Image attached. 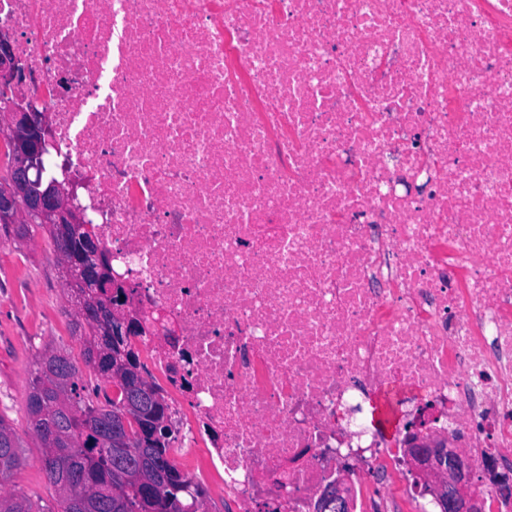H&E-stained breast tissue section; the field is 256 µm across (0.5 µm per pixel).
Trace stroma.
<instances>
[{
	"label": "stroma",
	"mask_w": 512,
	"mask_h": 512,
	"mask_svg": "<svg viewBox=\"0 0 512 512\" xmlns=\"http://www.w3.org/2000/svg\"><path fill=\"white\" fill-rule=\"evenodd\" d=\"M61 268L46 234L19 238L0 231V414L20 437L24 466L0 482L33 498L53 500L41 468L42 448L28 428V382L38 352L53 349L81 364Z\"/></svg>",
	"instance_id": "1"
}]
</instances>
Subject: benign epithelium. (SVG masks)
<instances>
[{
  "instance_id": "benign-epithelium-1",
  "label": "benign epithelium",
  "mask_w": 512,
  "mask_h": 512,
  "mask_svg": "<svg viewBox=\"0 0 512 512\" xmlns=\"http://www.w3.org/2000/svg\"><path fill=\"white\" fill-rule=\"evenodd\" d=\"M20 70L13 41L0 36V90L8 91L19 80ZM0 134L11 140L15 161L11 176L0 183V215L9 214L15 223H25L36 215L44 224L57 225L59 232L73 239L76 248L63 254L62 264L67 272L66 287L74 290L75 319L88 326L107 323L106 335L99 337L102 350L111 357L112 375L123 381L136 394L148 391L146 378L134 366L129 355L128 340L145 332V317L131 315L124 309L120 285L112 281L109 259L99 236L90 228L84 212L71 204L78 184L63 186L50 182L42 191L30 195L43 171L52 130L45 113L33 106L18 107L8 113ZM112 290L115 303L108 309L96 307L100 289ZM169 425L168 418L151 414L140 417L135 424L136 438L141 447L160 440ZM130 429L126 422L112 427V446L126 448ZM407 453L423 479L424 490L437 498L443 512H479V498L472 486L470 466L460 449L450 447L445 437L416 439L409 443ZM318 512H350L349 499L341 485L325 492L317 504Z\"/></svg>"
}]
</instances>
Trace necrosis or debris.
<instances>
[{
	"mask_svg": "<svg viewBox=\"0 0 512 512\" xmlns=\"http://www.w3.org/2000/svg\"><path fill=\"white\" fill-rule=\"evenodd\" d=\"M169 406L235 512L419 485L378 395L512 512V0H0Z\"/></svg>",
	"mask_w": 512,
	"mask_h": 512,
	"instance_id": "obj_1",
	"label": "necrosis or debris"
}]
</instances>
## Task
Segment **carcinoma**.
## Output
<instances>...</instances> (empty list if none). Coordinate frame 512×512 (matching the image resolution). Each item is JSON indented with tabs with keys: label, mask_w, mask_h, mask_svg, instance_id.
Wrapping results in <instances>:
<instances>
[{
	"label": "carcinoma",
	"mask_w": 512,
	"mask_h": 512,
	"mask_svg": "<svg viewBox=\"0 0 512 512\" xmlns=\"http://www.w3.org/2000/svg\"><path fill=\"white\" fill-rule=\"evenodd\" d=\"M37 229L47 233L55 252L62 250L64 242L38 219L21 226L25 236ZM71 325L72 334L82 343L81 355L89 380L111 386L112 396L103 406L90 399L77 367L69 357L58 352L53 353V358L64 364L67 383L62 388L46 384L42 363L50 350L36 356L27 398L29 429L39 439L41 426L51 422L63 444L69 446V453L56 458L51 465L48 453H42L41 466L55 490V502L35 500L15 491H0V512H190L188 505L202 496L199 486L193 483L192 477L184 475L186 484L193 486L191 496L163 477L165 473L179 472L169 455L172 435L139 449L138 455L131 459L134 466L152 463L148 472L156 484L152 499L140 498L142 486L129 473L110 469L114 449L100 439V428L113 416L124 412L125 389L121 383L113 381L111 365L97 361L98 333L82 332L81 325L75 321ZM24 463L16 431L0 415V479L11 476Z\"/></svg>",
	"instance_id": "obj_1"
}]
</instances>
